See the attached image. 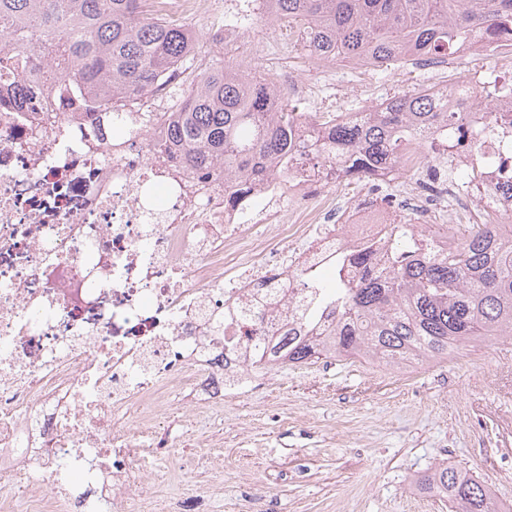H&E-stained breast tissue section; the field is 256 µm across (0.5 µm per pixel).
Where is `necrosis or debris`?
Wrapping results in <instances>:
<instances>
[{"label": "necrosis or debris", "instance_id": "obj_1", "mask_svg": "<svg viewBox=\"0 0 512 512\" xmlns=\"http://www.w3.org/2000/svg\"><path fill=\"white\" fill-rule=\"evenodd\" d=\"M455 57L489 59L495 94L477 103L481 72L413 59L440 116L396 165L358 175L346 150L319 157L307 121L287 176L268 164L233 197L164 151L163 124L143 125L169 111L164 93L116 129L67 106L58 68L0 55V512H141L135 465L165 471L149 449L176 390L220 406L287 364L288 339L329 341L337 287L389 271L397 225L436 258L454 244L437 225L511 233L512 127L484 133L512 113V32Z\"/></svg>", "mask_w": 512, "mask_h": 512}]
</instances>
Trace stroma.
<instances>
[{
	"instance_id": "1",
	"label": "stroma",
	"mask_w": 512,
	"mask_h": 512,
	"mask_svg": "<svg viewBox=\"0 0 512 512\" xmlns=\"http://www.w3.org/2000/svg\"><path fill=\"white\" fill-rule=\"evenodd\" d=\"M191 22L204 50L224 62L348 82V95L333 102L339 110L377 86L403 92L428 82L405 63L378 71L373 85L349 83L342 67L304 57L287 30L260 17L246 37L219 48L214 15ZM507 348L512 336H488L442 360L382 368L354 356L260 369L252 391L200 413L188 395L174 397L166 415L191 421L181 447L164 451L165 478H141L142 512H450L418 487L441 465L466 468L512 512ZM253 484L268 496L250 504L244 493Z\"/></svg>"
}]
</instances>
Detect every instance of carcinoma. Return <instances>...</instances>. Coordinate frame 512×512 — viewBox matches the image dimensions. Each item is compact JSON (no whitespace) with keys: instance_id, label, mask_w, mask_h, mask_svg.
Here are the masks:
<instances>
[{"instance_id":"cac0c4a2","label":"carcinoma","mask_w":512,"mask_h":512,"mask_svg":"<svg viewBox=\"0 0 512 512\" xmlns=\"http://www.w3.org/2000/svg\"><path fill=\"white\" fill-rule=\"evenodd\" d=\"M150 0H0V51L36 67L64 64L61 80L76 108L106 120L133 98L167 87L178 112H157L175 159L197 171L224 175V186L260 177L264 161L288 165L292 124L317 121L296 103L275 96V81L249 78L233 64L215 63L199 34L154 11ZM268 20L306 39L319 61H358L379 67L411 55L449 59L458 43L487 26L512 28V0H269ZM424 85L394 98L367 121L330 127L353 162L393 163L394 134L416 136L434 116ZM459 243L436 259L405 242L386 277L370 278L341 296L333 337L336 356L379 355L390 364L440 360L481 336H512V238L495 224L451 228ZM324 351L303 340L288 360L305 362ZM418 486L448 501L453 512H499L492 491L459 466L439 467Z\"/></svg>"}]
</instances>
